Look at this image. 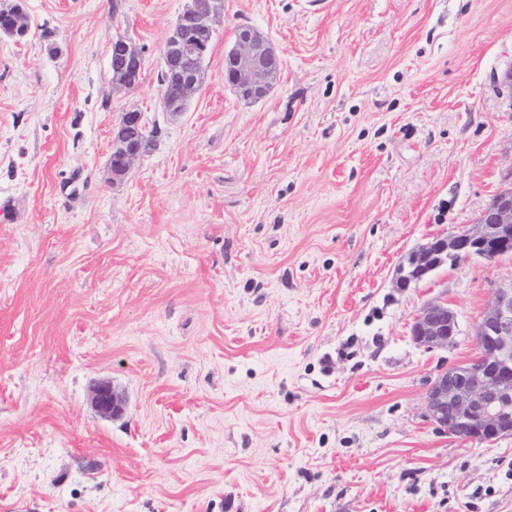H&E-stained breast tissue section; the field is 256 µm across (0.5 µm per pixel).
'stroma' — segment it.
<instances>
[{
    "label": "stroma",
    "instance_id": "35a3bbf8",
    "mask_svg": "<svg viewBox=\"0 0 512 512\" xmlns=\"http://www.w3.org/2000/svg\"><path fill=\"white\" fill-rule=\"evenodd\" d=\"M24 4L0 40V512H512V437L425 405L512 257L394 286L512 183V0H224L179 116L159 77L187 0ZM242 26L282 60L258 102L224 82ZM119 35L145 50L129 93ZM134 106L157 145L115 182ZM433 299L459 334L428 350ZM30 29V18L23 9L0 4V37L4 35L18 41L25 37ZM458 333L459 323L456 312L440 300L425 303L416 314L411 326L414 342L428 350L453 345ZM93 400L98 411L105 416H117L122 412V404L109 382L96 386Z\"/></svg>",
    "mask_w": 512,
    "mask_h": 512
}]
</instances>
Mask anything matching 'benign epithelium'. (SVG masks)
I'll use <instances>...</instances> for the list:
<instances>
[{"label": "benign epithelium", "mask_w": 512, "mask_h": 512, "mask_svg": "<svg viewBox=\"0 0 512 512\" xmlns=\"http://www.w3.org/2000/svg\"><path fill=\"white\" fill-rule=\"evenodd\" d=\"M224 14V0H188L167 38L161 72L181 76L184 105L176 109L162 95L164 111L182 114L199 90L210 54L213 24ZM31 29L29 16L16 6L0 4V36L15 40ZM112 56L120 59L127 74L143 70L142 48L118 36L112 40ZM224 78L245 100L265 98L279 77L280 55L271 43L251 29L237 35L236 47L224 57ZM154 139L130 145L113 136L112 160L107 168L112 179L127 174L136 160L148 152ZM458 265L474 257L496 260L512 256V187L500 190L476 223L440 234L414 250L413 268H402L396 287L408 288L436 269L443 257ZM459 333L457 314L447 303L432 300L416 314L411 336L427 350L455 344ZM479 353L462 372L450 366L431 381L426 394L428 415L440 431L466 442L492 444L512 435V284L495 289L475 327ZM93 400L105 416H117L122 404L108 382L99 383Z\"/></svg>", "instance_id": "benign-epithelium-1"}]
</instances>
